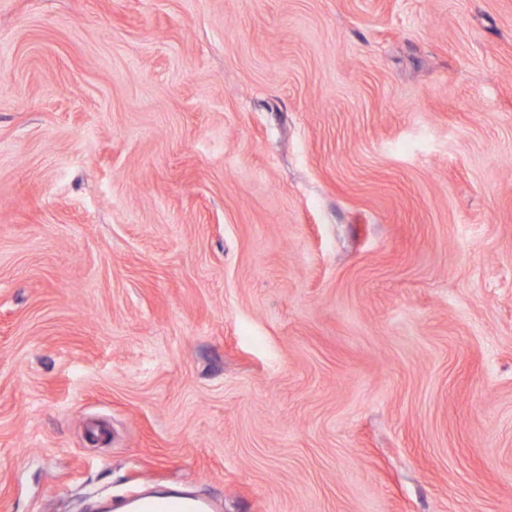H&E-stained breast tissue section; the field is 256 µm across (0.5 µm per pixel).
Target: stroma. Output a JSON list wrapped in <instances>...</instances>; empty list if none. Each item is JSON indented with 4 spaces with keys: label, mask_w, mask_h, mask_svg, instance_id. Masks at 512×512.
<instances>
[{
    "label": "stroma",
    "mask_w": 512,
    "mask_h": 512,
    "mask_svg": "<svg viewBox=\"0 0 512 512\" xmlns=\"http://www.w3.org/2000/svg\"><path fill=\"white\" fill-rule=\"evenodd\" d=\"M512 512V0H0V512ZM114 512H211L212 504L206 499H189L176 495L154 497L136 496L114 506Z\"/></svg>",
    "instance_id": "35a3bbf8"
}]
</instances>
